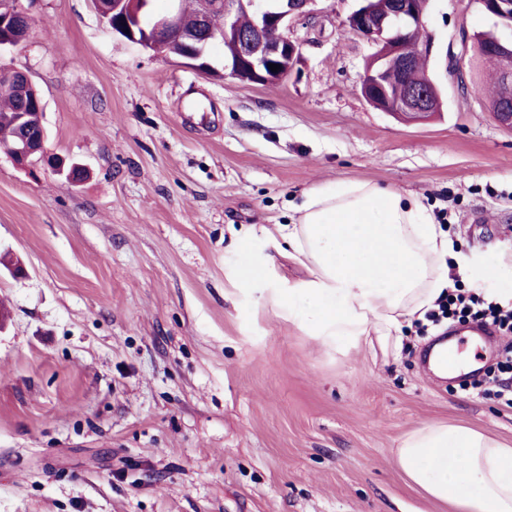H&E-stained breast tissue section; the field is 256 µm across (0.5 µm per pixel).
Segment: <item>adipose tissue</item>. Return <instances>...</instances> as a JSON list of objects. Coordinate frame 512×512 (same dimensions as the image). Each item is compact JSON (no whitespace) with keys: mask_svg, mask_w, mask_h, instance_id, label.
<instances>
[{"mask_svg":"<svg viewBox=\"0 0 512 512\" xmlns=\"http://www.w3.org/2000/svg\"><path fill=\"white\" fill-rule=\"evenodd\" d=\"M296 223L279 225L288 256L305 278L274 286L261 262L233 268L229 280L265 292L307 335L348 349L369 337L388 342L424 318L448 285V272L475 281L505 279L496 250L471 259L410 193L370 181H341L304 193ZM395 461L407 479L454 512H512V448L455 423H431L401 439Z\"/></svg>","mask_w":512,"mask_h":512,"instance_id":"obj_1","label":"adipose tissue"}]
</instances>
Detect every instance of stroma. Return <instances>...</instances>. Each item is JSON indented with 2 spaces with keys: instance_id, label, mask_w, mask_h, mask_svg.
<instances>
[{
  "instance_id": "stroma-1",
  "label": "stroma",
  "mask_w": 512,
  "mask_h": 512,
  "mask_svg": "<svg viewBox=\"0 0 512 512\" xmlns=\"http://www.w3.org/2000/svg\"><path fill=\"white\" fill-rule=\"evenodd\" d=\"M359 0H310L288 77L202 75L112 33L93 0H37L0 52L44 102L48 153L86 179L0 151V512H449L395 466L408 432L469 425L512 446V408L479 376L424 363L456 321L345 351L307 336L229 268H304L272 228L312 187L362 180L447 209L467 253L512 257V131L475 53L449 72L475 0H430L443 110L408 124L360 92L376 45Z\"/></svg>"
}]
</instances>
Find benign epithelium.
<instances>
[{"instance_id":"obj_1","label":"benign epithelium","mask_w":512,"mask_h":512,"mask_svg":"<svg viewBox=\"0 0 512 512\" xmlns=\"http://www.w3.org/2000/svg\"><path fill=\"white\" fill-rule=\"evenodd\" d=\"M172 5L162 15L144 25L140 16L118 14L117 0H95L99 15L113 32L145 48L169 54V47L179 46V58L187 61L203 75L212 69L207 47L234 38L239 51L224 59V70L242 82L266 84L288 76L299 55L296 42L283 35L278 40L266 42L261 31L274 27L288 30L294 17L305 13L311 0H201L199 22L204 39L184 27L181 0H170ZM363 5L348 19L349 26L370 39L378 50L372 56L362 76L361 90L367 101L384 112L395 115L408 123L427 122L441 110L442 100L438 86L428 81L424 86L408 88L399 97L395 88L403 83L414 70L416 62L430 58L433 38L425 32V15L429 0H362ZM483 12L494 20L496 26L512 31V0H477ZM247 13L253 18V30L238 28L237 17ZM220 14L224 23L216 26L213 15ZM31 16L21 0H9L0 5V51L15 47L14 34L23 30L30 33ZM481 39L486 43L488 55L496 59L512 57V39H502L492 33L461 36V52L450 55L451 64L462 70V59L469 41ZM280 65L273 72L269 64ZM499 79L503 89L494 110L497 123L512 131V65L502 70ZM0 83L20 91L25 106L36 108L38 116L44 114L42 97L29 76L7 64L0 66ZM30 114L19 113L21 136L6 153L20 167L31 170L40 161L52 170L72 180L67 171L70 162L61 156L46 152V130L43 123L32 130Z\"/></svg>"}]
</instances>
